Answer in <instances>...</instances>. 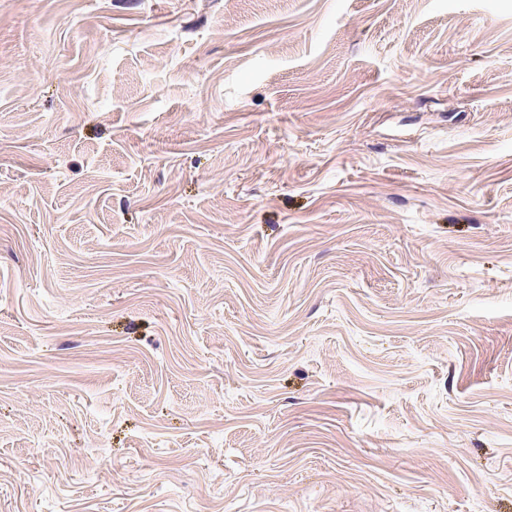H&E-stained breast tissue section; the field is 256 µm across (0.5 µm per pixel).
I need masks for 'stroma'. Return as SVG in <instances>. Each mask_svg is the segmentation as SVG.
Listing matches in <instances>:
<instances>
[{"mask_svg": "<svg viewBox=\"0 0 512 512\" xmlns=\"http://www.w3.org/2000/svg\"><path fill=\"white\" fill-rule=\"evenodd\" d=\"M209 501L512 512V0H0V512Z\"/></svg>", "mask_w": 512, "mask_h": 512, "instance_id": "1", "label": "stroma"}]
</instances>
